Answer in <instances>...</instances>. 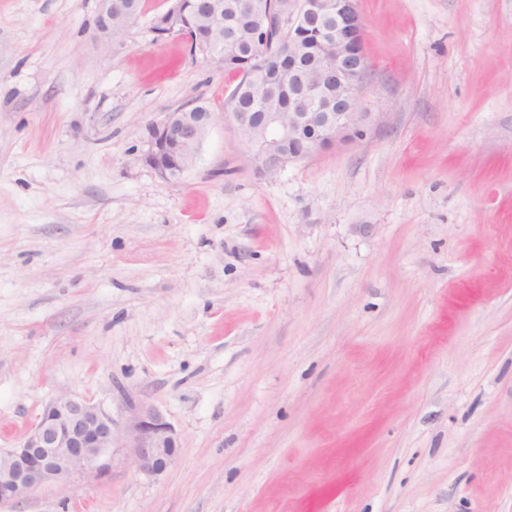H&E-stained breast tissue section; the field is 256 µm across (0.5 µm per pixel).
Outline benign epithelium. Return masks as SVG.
Returning <instances> with one entry per match:
<instances>
[{"label": "benign epithelium", "mask_w": 512, "mask_h": 512, "mask_svg": "<svg viewBox=\"0 0 512 512\" xmlns=\"http://www.w3.org/2000/svg\"><path fill=\"white\" fill-rule=\"evenodd\" d=\"M181 0H166L163 25L176 34L182 17ZM334 23L331 46L316 70L292 51L288 85L297 90L288 103L290 113L230 112L229 120L251 154L254 166L272 177L282 167L269 160L288 146V161L307 159L319 151L364 135L366 113L361 111L366 73L365 29L357 0H320L307 10L304 25L321 29ZM95 36L112 44V0H98ZM212 112H170L145 127L142 162L161 177L185 173L196 161L198 148L211 123ZM311 128L315 136L300 137ZM112 414L73 395L61 394L43 409L24 438L11 448H0V505L27 500L36 491L73 476L98 477L109 467L116 447ZM123 447L130 449L137 472L160 476L175 464L178 435L164 416L148 403L135 408L123 430Z\"/></svg>", "instance_id": "obj_1"}]
</instances>
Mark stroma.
<instances>
[{
  "label": "stroma",
  "mask_w": 512,
  "mask_h": 512,
  "mask_svg": "<svg viewBox=\"0 0 512 512\" xmlns=\"http://www.w3.org/2000/svg\"><path fill=\"white\" fill-rule=\"evenodd\" d=\"M164 6L0 0V448L64 393L179 436L0 512H512V0H357L366 137L267 179ZM95 36L106 46L112 44V0H99ZM142 2V0H126L122 2L125 10L116 18V38L114 40L122 41L124 35L127 33V27L132 24L138 16H141L143 9ZM208 111L205 106L198 105L169 112L162 120L148 123L142 162L162 178L170 180L169 174L174 171L182 176L196 161L198 148L211 123L212 113ZM188 147H192L189 157L186 154Z\"/></svg>",
  "instance_id": "stroma-1"
}]
</instances>
